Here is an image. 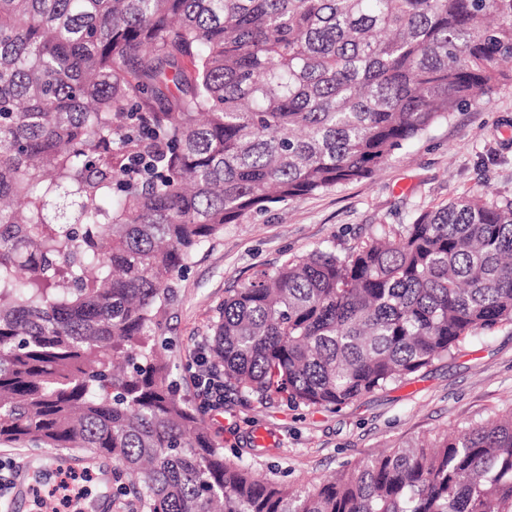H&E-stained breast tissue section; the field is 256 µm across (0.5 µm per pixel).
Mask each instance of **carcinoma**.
Wrapping results in <instances>:
<instances>
[{
	"label": "carcinoma",
	"instance_id": "1",
	"mask_svg": "<svg viewBox=\"0 0 512 512\" xmlns=\"http://www.w3.org/2000/svg\"><path fill=\"white\" fill-rule=\"evenodd\" d=\"M511 63L512 0H0V445L109 459L143 512H512V410L290 483L216 446L155 343L224 225L372 176ZM496 325L485 194L229 289L208 351L331 409Z\"/></svg>",
	"mask_w": 512,
	"mask_h": 512
}]
</instances>
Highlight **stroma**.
Here are the masks:
<instances>
[{"label":"stroma","mask_w":512,"mask_h":512,"mask_svg":"<svg viewBox=\"0 0 512 512\" xmlns=\"http://www.w3.org/2000/svg\"><path fill=\"white\" fill-rule=\"evenodd\" d=\"M512 197V81L499 84L397 150L368 179L271 205L225 225L197 248L164 315L163 345L177 393L199 408L197 355L207 352L216 310L228 289L286 258L316 248L346 253L380 225L397 226L449 200L483 193ZM512 407V326L485 331L409 380L324 409L285 395L266 401L224 393L201 410L212 439L248 458L262 476L315 483L382 450ZM273 441L254 446L256 428Z\"/></svg>","instance_id":"obj_1"}]
</instances>
